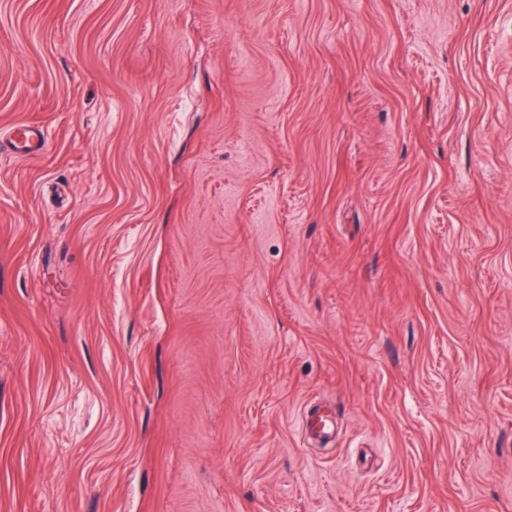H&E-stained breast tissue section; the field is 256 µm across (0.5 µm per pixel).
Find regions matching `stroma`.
<instances>
[{
	"label": "stroma",
	"mask_w": 512,
	"mask_h": 512,
	"mask_svg": "<svg viewBox=\"0 0 512 512\" xmlns=\"http://www.w3.org/2000/svg\"><path fill=\"white\" fill-rule=\"evenodd\" d=\"M19 122L0 512H512V0H0ZM46 133L36 125L13 128L4 140L0 139V151L8 150L16 157H32L45 151L48 146Z\"/></svg>",
	"instance_id": "stroma-1"
}]
</instances>
